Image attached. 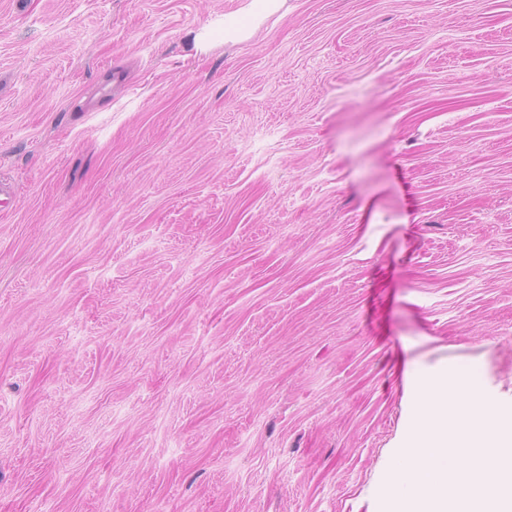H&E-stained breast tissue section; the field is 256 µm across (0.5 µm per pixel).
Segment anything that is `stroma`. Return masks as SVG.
I'll return each instance as SVG.
<instances>
[{
    "label": "stroma",
    "mask_w": 512,
    "mask_h": 512,
    "mask_svg": "<svg viewBox=\"0 0 512 512\" xmlns=\"http://www.w3.org/2000/svg\"><path fill=\"white\" fill-rule=\"evenodd\" d=\"M0 512H376L404 374L512 408V0H0Z\"/></svg>",
    "instance_id": "1"
}]
</instances>
